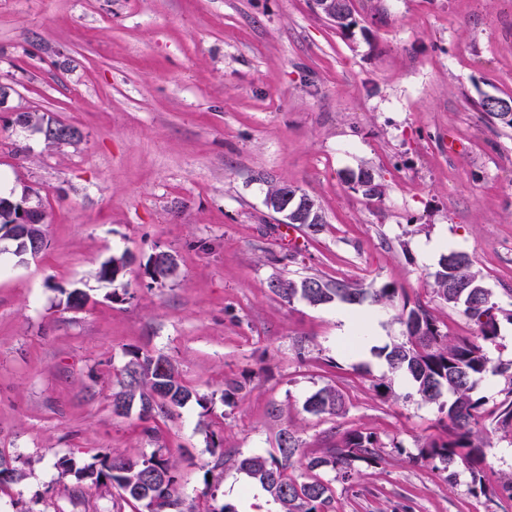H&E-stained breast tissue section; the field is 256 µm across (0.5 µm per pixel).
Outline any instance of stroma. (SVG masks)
Listing matches in <instances>:
<instances>
[{"label": "stroma", "instance_id": "35a3bbf8", "mask_svg": "<svg viewBox=\"0 0 512 512\" xmlns=\"http://www.w3.org/2000/svg\"><path fill=\"white\" fill-rule=\"evenodd\" d=\"M349 29L314 0H0V194L38 197L48 244L0 255V457L25 477L0 486V512H139L110 487L62 476L112 454L161 450L199 512L269 497L220 451L267 453L290 431L305 457L346 431L376 432L378 463L335 482L334 512H512L472 496L464 462L418 460L446 436L437 404L371 355L401 336L370 305L311 306L270 292L276 277L317 275L426 306L450 337L475 328L430 286L448 248L466 251L512 310V127L478 103L512 96V0H353ZM39 112L81 137L59 148L17 125ZM372 170L366 198L352 182ZM298 188L325 215L320 232L285 229L269 181ZM173 253L156 283L149 257ZM129 262L114 282L102 264ZM83 288L78 310L63 291ZM171 357L208 398L157 418L112 412L129 350ZM242 383L232 405L227 380ZM343 414L306 400L328 383ZM223 449L211 446L212 434ZM487 485L512 473V433L483 442ZM455 483H447L448 473Z\"/></svg>", "mask_w": 512, "mask_h": 512}]
</instances>
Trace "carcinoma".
I'll use <instances>...</instances> for the list:
<instances>
[{
	"label": "carcinoma",
	"mask_w": 512,
	"mask_h": 512,
	"mask_svg": "<svg viewBox=\"0 0 512 512\" xmlns=\"http://www.w3.org/2000/svg\"><path fill=\"white\" fill-rule=\"evenodd\" d=\"M478 106L486 115L512 127V97L486 96ZM355 184L370 199L380 198L384 193L383 185L370 170L360 171ZM127 262L123 255L112 258L99 269V279L114 281ZM431 277L434 292L472 321L478 328L477 335L449 337L428 309L419 303L409 305V300L390 285L370 292L357 282L325 280L313 275L275 278L269 282V290L289 303L301 300L321 306L369 302L398 309L402 338L384 347L381 355L391 376H407L421 399L440 402L448 416V438L425 443L418 458L446 466L459 457L470 470L472 495L501 494L512 500V475L504 477L497 488H488L480 468L483 451L474 443L490 426L512 432V368L492 364L484 347L497 339L499 317L512 321V313H501L492 302L480 271L462 251L452 250L442 256ZM87 301L88 293L76 286L66 293L65 308L78 309ZM128 355L129 360L117 374L112 412L118 416L137 412L138 419L146 423L143 432L147 437L159 440L157 428L149 425L157 416L171 417L192 400L206 407L207 398L185 383L171 358L140 350ZM494 376L501 383V399L488 412L477 389ZM344 406L342 391L328 384L309 398L305 410L337 416ZM380 447L375 433L355 430L329 444L322 455L305 461L298 440L284 429L277 434L273 450L243 458L222 457L218 465L230 463L245 472L279 506V512H333L334 491L332 483L324 477L325 472L331 470L341 481L352 482L360 476L354 463L376 461ZM58 467L62 474L72 473L92 485L109 484L121 498L138 502L146 510L156 499L167 506L165 512H200L177 492L174 463L156 452L148 458L105 455L78 469L64 459L58 462Z\"/></svg>",
	"instance_id": "carcinoma-1"
}]
</instances>
